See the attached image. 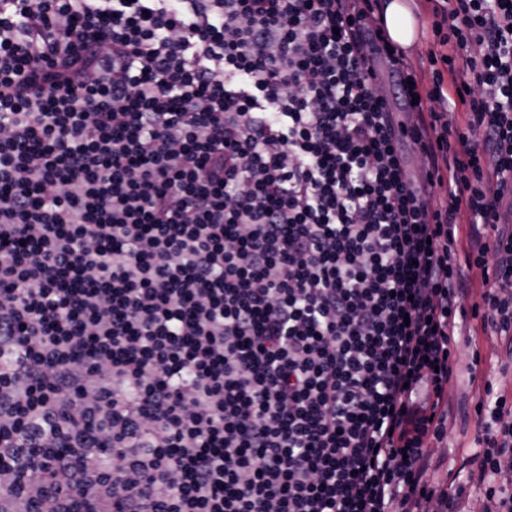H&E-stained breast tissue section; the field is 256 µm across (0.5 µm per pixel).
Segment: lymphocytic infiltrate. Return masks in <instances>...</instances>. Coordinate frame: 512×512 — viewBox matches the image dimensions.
Returning a JSON list of instances; mask_svg holds the SVG:
<instances>
[{"instance_id": "1", "label": "lymphocytic infiltrate", "mask_w": 512, "mask_h": 512, "mask_svg": "<svg viewBox=\"0 0 512 512\" xmlns=\"http://www.w3.org/2000/svg\"><path fill=\"white\" fill-rule=\"evenodd\" d=\"M432 2L427 85L378 0H0V512H452L465 298L512 356V6Z\"/></svg>"}]
</instances>
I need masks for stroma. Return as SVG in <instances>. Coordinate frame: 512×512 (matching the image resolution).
<instances>
[{
  "mask_svg": "<svg viewBox=\"0 0 512 512\" xmlns=\"http://www.w3.org/2000/svg\"><path fill=\"white\" fill-rule=\"evenodd\" d=\"M451 352L454 372L448 383V422L442 438L428 445L439 463L433 479L465 485L459 508L477 512L484 488L468 478L470 461L481 449L476 436L477 404L488 387L512 397V358L500 336L482 329L480 319L470 315L458 319Z\"/></svg>",
  "mask_w": 512,
  "mask_h": 512,
  "instance_id": "stroma-1",
  "label": "stroma"
}]
</instances>
